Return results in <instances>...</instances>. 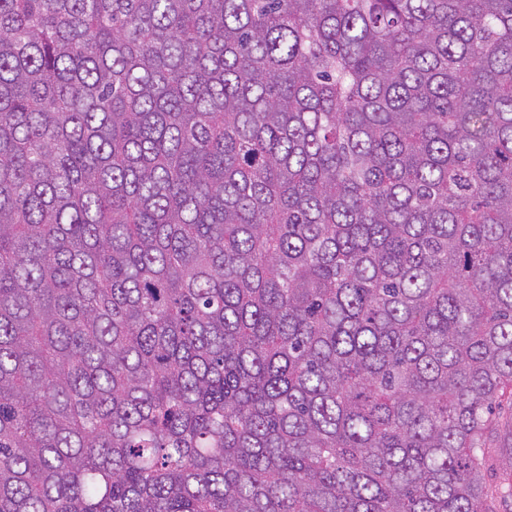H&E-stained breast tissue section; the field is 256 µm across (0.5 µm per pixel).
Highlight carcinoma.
Listing matches in <instances>:
<instances>
[{"label": "carcinoma", "mask_w": 512, "mask_h": 512, "mask_svg": "<svg viewBox=\"0 0 512 512\" xmlns=\"http://www.w3.org/2000/svg\"><path fill=\"white\" fill-rule=\"evenodd\" d=\"M505 396L512 0H0V512H482Z\"/></svg>", "instance_id": "1"}]
</instances>
